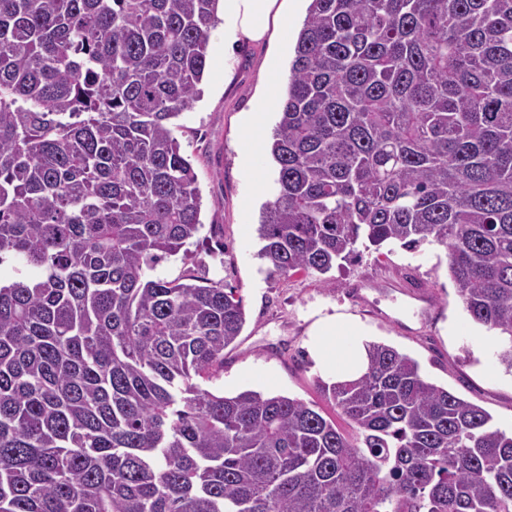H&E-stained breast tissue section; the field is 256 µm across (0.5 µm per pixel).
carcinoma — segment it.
<instances>
[{
  "instance_id": "carcinoma-1",
  "label": "carcinoma",
  "mask_w": 512,
  "mask_h": 512,
  "mask_svg": "<svg viewBox=\"0 0 512 512\" xmlns=\"http://www.w3.org/2000/svg\"><path fill=\"white\" fill-rule=\"evenodd\" d=\"M219 0H0V512H512V434L367 344L316 405L204 384L245 324L171 120ZM258 226L281 276L436 243L512 367V0H310Z\"/></svg>"
}]
</instances>
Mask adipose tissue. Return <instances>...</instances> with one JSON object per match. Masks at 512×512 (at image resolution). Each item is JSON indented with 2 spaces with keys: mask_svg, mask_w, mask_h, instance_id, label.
<instances>
[{
  "mask_svg": "<svg viewBox=\"0 0 512 512\" xmlns=\"http://www.w3.org/2000/svg\"><path fill=\"white\" fill-rule=\"evenodd\" d=\"M224 20V66L235 63V47L279 39L282 48L294 40L288 0H222ZM282 72L278 60H270L264 72V89L251 109L247 123L246 145L241 153L243 164L256 168L263 147L257 137L263 117L278 96ZM313 345L315 357L328 376L342 380L357 375L366 362L369 330L359 321L331 317L318 323Z\"/></svg>",
  "mask_w": 512,
  "mask_h": 512,
  "instance_id": "obj_1",
  "label": "adipose tissue"
}]
</instances>
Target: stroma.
<instances>
[{
	"label": "stroma",
	"mask_w": 512,
	"mask_h": 512,
	"mask_svg": "<svg viewBox=\"0 0 512 512\" xmlns=\"http://www.w3.org/2000/svg\"><path fill=\"white\" fill-rule=\"evenodd\" d=\"M277 41L243 46L232 71L224 69V26L211 32L203 93L174 121V135L192 159L202 196L200 231L223 251H199L209 279L234 288L246 323L224 351V372L211 391L245 389L296 397L319 406L343 432L351 427L322 396L323 371L311 352L319 320L341 314L359 320L375 342L416 360L431 382L485 409L493 424L512 431V370L497 358L492 332L467 315L448 275L444 247L409 251L396 244L361 250L329 273L270 274L259 258L257 228L276 192L277 169L264 158L262 172L244 170L238 148L248 111L260 91L264 62Z\"/></svg>",
	"instance_id": "obj_1"
}]
</instances>
